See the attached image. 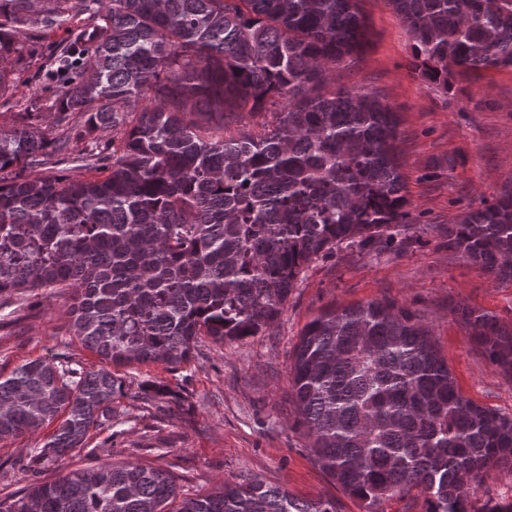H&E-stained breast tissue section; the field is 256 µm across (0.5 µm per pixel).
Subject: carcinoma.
I'll return each mask as SVG.
<instances>
[{
	"instance_id": "1",
	"label": "carcinoma",
	"mask_w": 512,
	"mask_h": 512,
	"mask_svg": "<svg viewBox=\"0 0 512 512\" xmlns=\"http://www.w3.org/2000/svg\"><path fill=\"white\" fill-rule=\"evenodd\" d=\"M389 2L431 83L512 67V0ZM75 15L92 41L53 59L67 134L0 128V296L71 289L62 329L102 361L177 366L203 336H254L312 259L406 223L396 113L332 85L368 40L357 0H0V98L26 31ZM55 156L96 175L53 173ZM448 249L512 280V190L448 225ZM449 309L512 373V328ZM291 388L314 460L366 512L415 489L425 512H477L489 471L512 470V415L464 397L428 329L391 303L320 312ZM122 393L105 368L26 362L0 375V442L54 423L25 467L63 461ZM177 489L164 469L104 462L0 512H336L259 481Z\"/></svg>"
}]
</instances>
